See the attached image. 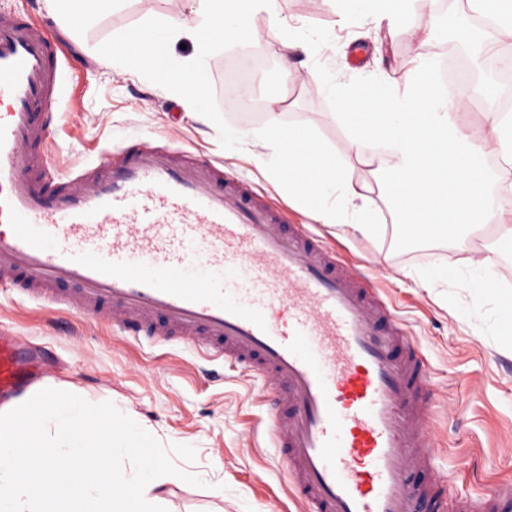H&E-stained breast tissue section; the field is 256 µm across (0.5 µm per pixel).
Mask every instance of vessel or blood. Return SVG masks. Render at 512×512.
I'll list each match as a JSON object with an SVG mask.
<instances>
[{
    "label": "vessel or blood",
    "mask_w": 512,
    "mask_h": 512,
    "mask_svg": "<svg viewBox=\"0 0 512 512\" xmlns=\"http://www.w3.org/2000/svg\"><path fill=\"white\" fill-rule=\"evenodd\" d=\"M59 42L0 12V281L122 336L177 340L261 379L269 434L301 512H504L449 508L428 454L429 368L364 267L307 225H284L223 164L138 141L48 173L45 107ZM53 350L0 325V405L49 377Z\"/></svg>",
    "instance_id": "vessel-or-blood-1"
}]
</instances>
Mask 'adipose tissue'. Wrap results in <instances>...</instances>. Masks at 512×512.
<instances>
[{
  "mask_svg": "<svg viewBox=\"0 0 512 512\" xmlns=\"http://www.w3.org/2000/svg\"><path fill=\"white\" fill-rule=\"evenodd\" d=\"M341 18L385 24L388 34L408 33L422 41L427 32L417 20L429 0H333ZM476 14L494 25L486 53L512 46V0H467ZM471 97L437 94L432 64L415 56L402 84L383 73L357 83L339 96V117L350 130V146H371L373 182L354 179L350 165L331 154L304 127L283 126L269 110L251 134L256 160L270 181L293 192L299 204L324 224L368 222V209L337 212V198H365L372 184L384 189L402 240H418L420 226L449 236L469 234L481 224H496L499 234L488 251L512 252V114H491L473 122ZM500 161L496 174L483 164Z\"/></svg>",
  "mask_w": 512,
  "mask_h": 512,
  "instance_id": "adipose-tissue-1",
  "label": "adipose tissue"
}]
</instances>
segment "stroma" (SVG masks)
<instances>
[{
	"label": "stroma",
	"mask_w": 512,
	"mask_h": 512,
	"mask_svg": "<svg viewBox=\"0 0 512 512\" xmlns=\"http://www.w3.org/2000/svg\"><path fill=\"white\" fill-rule=\"evenodd\" d=\"M193 0H117L81 34L64 26L49 0H0V10L26 14L47 27L65 54L63 88L47 109L51 136L46 150L57 172L79 169L138 139L178 147L223 163L281 210L288 224H306L334 246L350 265L373 262L383 298L407 325L426 358L432 443L437 472L454 497L479 500L488 486L512 481V348L501 337L499 306L512 296V254L489 257L493 290L476 287L478 270L468 261L497 234L483 225L463 245L439 238L422 242L398 238L383 192H375V230L344 233L301 211L287 190L264 176L251 140L225 157L217 128L186 112L178 98L144 77L88 52L111 36L149 18L188 16ZM285 26L318 25L332 42L310 55L301 42L284 44L266 34V20L251 23L252 48L268 61L256 75L255 93L280 98L283 124L309 127L332 152L349 156V135L332 112L316 73L323 63L338 82L385 73L402 81L410 58L407 36L385 38L374 24L337 22L331 0H277ZM442 30L420 46L434 65L454 58L445 30L479 33L478 15L447 7ZM234 46L210 56L206 70L217 106L240 132L259 128L266 105L248 111L229 107L223 74L241 53ZM300 78L289 81L284 65ZM0 324L52 347L64 367L52 385L92 403L112 402L164 447L186 444L195 462L176 459L202 486L171 478L161 495L167 512H298L286 466L269 433L273 405L260 382L223 361H203L190 347L170 341L136 342L87 316L45 308L0 291Z\"/></svg>",
	"instance_id": "35a3bbf8"
}]
</instances>
